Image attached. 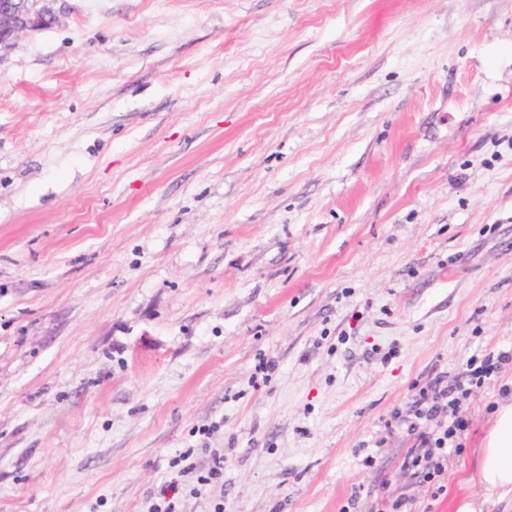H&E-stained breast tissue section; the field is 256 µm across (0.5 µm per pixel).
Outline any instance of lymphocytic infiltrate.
Masks as SVG:
<instances>
[{
  "instance_id": "obj_1",
  "label": "lymphocytic infiltrate",
  "mask_w": 512,
  "mask_h": 512,
  "mask_svg": "<svg viewBox=\"0 0 512 512\" xmlns=\"http://www.w3.org/2000/svg\"><path fill=\"white\" fill-rule=\"evenodd\" d=\"M508 363H512V349L472 354L451 382L438 379L420 387L407 412H394V419L404 420L408 431L419 441L408 458V467L432 484L437 493L446 490L448 454L461 452V439L470 426L469 420L458 413L461 399L488 384Z\"/></svg>"
}]
</instances>
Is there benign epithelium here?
Masks as SVG:
<instances>
[{
    "label": "benign epithelium",
    "instance_id": "obj_1",
    "mask_svg": "<svg viewBox=\"0 0 512 512\" xmlns=\"http://www.w3.org/2000/svg\"><path fill=\"white\" fill-rule=\"evenodd\" d=\"M60 0H0V52L24 33L43 29L57 19Z\"/></svg>",
    "mask_w": 512,
    "mask_h": 512
}]
</instances>
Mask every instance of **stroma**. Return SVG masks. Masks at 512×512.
I'll return each mask as SVG.
<instances>
[{
	"instance_id": "stroma-1",
	"label": "stroma",
	"mask_w": 512,
	"mask_h": 512,
	"mask_svg": "<svg viewBox=\"0 0 512 512\" xmlns=\"http://www.w3.org/2000/svg\"><path fill=\"white\" fill-rule=\"evenodd\" d=\"M59 7L0 57V512H451L512 364L439 497L392 414L512 347V0Z\"/></svg>"
}]
</instances>
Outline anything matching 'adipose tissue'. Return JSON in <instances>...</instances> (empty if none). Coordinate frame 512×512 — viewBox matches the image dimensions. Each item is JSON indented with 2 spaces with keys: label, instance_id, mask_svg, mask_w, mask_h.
<instances>
[{
  "label": "adipose tissue",
  "instance_id": "adipose-tissue-1",
  "mask_svg": "<svg viewBox=\"0 0 512 512\" xmlns=\"http://www.w3.org/2000/svg\"><path fill=\"white\" fill-rule=\"evenodd\" d=\"M480 461L471 477L481 495L465 494L454 503V512H483L490 497L512 496V403L500 404L480 450Z\"/></svg>",
  "mask_w": 512,
  "mask_h": 512
}]
</instances>
